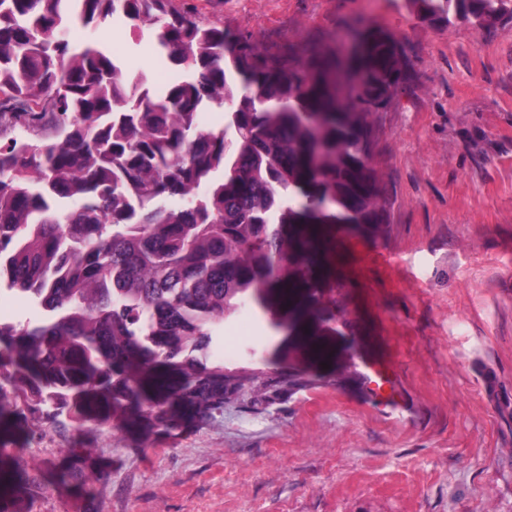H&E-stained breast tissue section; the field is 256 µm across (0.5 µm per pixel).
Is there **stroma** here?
Here are the masks:
<instances>
[{"label": "stroma", "instance_id": "1", "mask_svg": "<svg viewBox=\"0 0 512 512\" xmlns=\"http://www.w3.org/2000/svg\"><path fill=\"white\" fill-rule=\"evenodd\" d=\"M206 24L278 49L355 24L395 34L409 91L380 113L382 236L343 234L336 264L358 377L337 385L266 309L227 327L237 368L271 384L171 433L91 432L29 418L43 488L20 512H512V23L419 24L406 0H177ZM161 80L151 30L71 25ZM393 264L379 263L381 254ZM310 377L289 389V369Z\"/></svg>", "mask_w": 512, "mask_h": 512}]
</instances>
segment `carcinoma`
Returning a JSON list of instances; mask_svg holds the SVG:
<instances>
[{
    "label": "carcinoma",
    "mask_w": 512,
    "mask_h": 512,
    "mask_svg": "<svg viewBox=\"0 0 512 512\" xmlns=\"http://www.w3.org/2000/svg\"><path fill=\"white\" fill-rule=\"evenodd\" d=\"M422 24L488 32L512 0H406ZM117 19L153 28L155 84L62 35ZM401 41L366 26L355 53L322 38L273 52L175 0H0V287L32 305L0 322V512L24 479L27 417L170 431L244 389L224 322L245 300L314 336L330 314L327 234L387 223L377 112L411 78ZM339 72H358L340 94ZM225 109L224 127L200 117Z\"/></svg>",
    "instance_id": "obj_1"
}]
</instances>
